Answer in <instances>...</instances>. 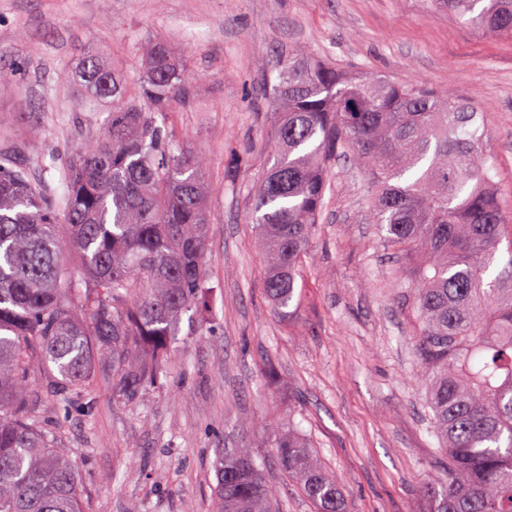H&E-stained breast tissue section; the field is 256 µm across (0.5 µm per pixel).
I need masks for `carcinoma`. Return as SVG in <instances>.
<instances>
[{
	"instance_id": "carcinoma-1",
	"label": "carcinoma",
	"mask_w": 512,
	"mask_h": 512,
	"mask_svg": "<svg viewBox=\"0 0 512 512\" xmlns=\"http://www.w3.org/2000/svg\"><path fill=\"white\" fill-rule=\"evenodd\" d=\"M479 31L512 38V0H448ZM265 92L276 148L252 192L264 288L283 309L325 206L334 162L373 186L383 245L416 267L414 341L448 469L428 479L432 512H512V212L471 103L373 73L350 76L297 48ZM126 94L86 51L78 76L95 102L119 101L82 131L59 168L58 203L34 168L0 165V512H83L77 477L37 410L28 375L46 368L56 405L132 400L165 373L183 314L206 306V158L177 144L168 113L193 85L160 38ZM508 259L496 274L500 245ZM277 464L317 512H346L341 483L302 434L277 433ZM217 512H273L260 466L242 448L215 462Z\"/></svg>"
}]
</instances>
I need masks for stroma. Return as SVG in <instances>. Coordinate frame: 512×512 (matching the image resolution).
<instances>
[{
	"label": "stroma",
	"mask_w": 512,
	"mask_h": 512,
	"mask_svg": "<svg viewBox=\"0 0 512 512\" xmlns=\"http://www.w3.org/2000/svg\"><path fill=\"white\" fill-rule=\"evenodd\" d=\"M156 36L195 85L170 118L209 160L208 302L183 315L166 375L133 401L113 399L105 365L92 402L61 414L34 369L39 414L69 451L84 512H213L217 451L242 446L276 512H315L273 463L274 432L290 426L340 477L349 512H428L421 485L448 459L413 348L415 268L383 247L370 182L342 159L294 299L275 310L250 218L274 153L262 87L276 57L302 47L473 102L512 203V39L467 27L447 0H0V66L16 72L0 92V153L20 146L62 195L54 168L91 118L72 70L92 48L134 87Z\"/></svg>",
	"instance_id": "35a3bbf8"
}]
</instances>
